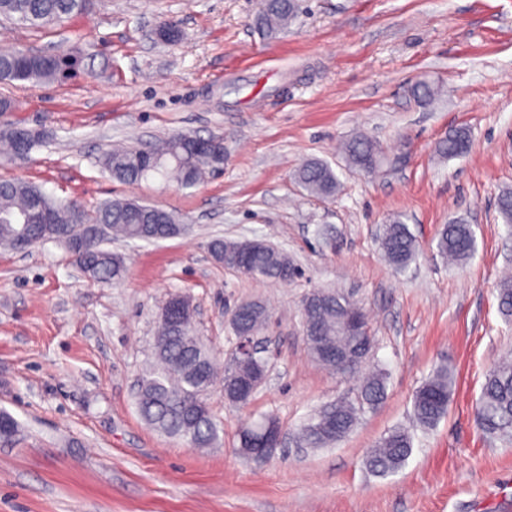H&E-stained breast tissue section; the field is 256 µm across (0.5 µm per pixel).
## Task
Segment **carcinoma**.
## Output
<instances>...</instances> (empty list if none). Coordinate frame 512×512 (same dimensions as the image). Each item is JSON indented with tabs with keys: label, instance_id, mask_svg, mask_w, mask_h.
Returning a JSON list of instances; mask_svg holds the SVG:
<instances>
[{
	"label": "carcinoma",
	"instance_id": "carcinoma-1",
	"mask_svg": "<svg viewBox=\"0 0 512 512\" xmlns=\"http://www.w3.org/2000/svg\"><path fill=\"white\" fill-rule=\"evenodd\" d=\"M94 6L92 0H0V16L31 27L57 23L82 15ZM299 0H261L255 17V28L264 37L287 29L299 12ZM79 67L76 56L63 53L46 54L25 47H0V81L53 82L71 77ZM412 96L429 105L440 95L435 82L421 79L412 86ZM19 126L0 125V143L10 154L17 151L16 131ZM182 135L171 136L146 147H119L103 154L99 163L113 180L130 185L150 177L173 179L184 187L196 186L215 173L221 164L209 165L187 153L181 145ZM470 146L466 130L459 129L441 140L437 154L453 159L465 154ZM342 152L348 165L362 172H374L384 163L380 144L365 136L344 142ZM298 185L317 198H331L340 189V180L332 167L320 160L302 163L295 172ZM40 199L54 219L39 226L43 241L64 243L75 230L69 223L72 200L57 198L40 186L25 180L0 181V245L13 248L14 238L27 225L23 215L29 204ZM496 211L503 223L512 224V190H504L496 201ZM185 231L177 216L159 206L139 200L124 199L102 203L85 209L84 224L78 233L90 246L79 252L69 251L74 261L93 281L116 284L126 274L124 258L105 248L112 237L143 242H157L179 236ZM380 249L393 269L407 271L419 256V244L400 214L384 225L379 238ZM242 240L213 238L208 251L215 262L249 279L282 281L297 269L288 252L260 239L249 253H244ZM437 253L452 263H463L475 251L472 225L456 217L442 225L437 233ZM312 299L301 304L303 332L310 353L324 368L347 374L358 369L362 348L357 338L343 333L356 322L368 327L363 306L338 288H316ZM499 310L512 320V276L498 284ZM236 329L233 333H260L270 314L260 300H247L236 307ZM267 367L265 356L239 358L224 362V374H218L214 357L207 344L196 335L192 317L185 318L178 329L160 324L155 342V362L140 377L135 395L139 415L152 429L182 441L190 448H213L220 441V421L209 402L218 388L231 407L245 409L253 396L238 395V389L249 383ZM388 374L383 369L366 376L350 396L327 403L311 414L301 425L298 443L301 448H329L342 441L362 416L377 410L386 397ZM452 381L448 370L435 369L416 389L412 398L415 423L431 428L448 411ZM479 428L500 440H512V357L501 360L486 377L475 408ZM0 439H12L20 425L9 412L0 410ZM413 439L403 426L388 430L366 456L367 469L376 476L399 471L412 452Z\"/></svg>",
	"mask_w": 512,
	"mask_h": 512
}]
</instances>
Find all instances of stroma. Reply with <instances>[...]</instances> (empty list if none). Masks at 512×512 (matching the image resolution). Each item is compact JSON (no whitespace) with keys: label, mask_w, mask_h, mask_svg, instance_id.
<instances>
[{"label":"stroma","mask_w":512,"mask_h":512,"mask_svg":"<svg viewBox=\"0 0 512 512\" xmlns=\"http://www.w3.org/2000/svg\"><path fill=\"white\" fill-rule=\"evenodd\" d=\"M259 3L98 0L59 25L0 23V46L83 57L62 83L0 82L11 104L0 124L47 132L27 158L0 157V180L91 208L135 198L188 226L156 243L113 242L127 262L116 285L88 281L55 242L0 248V409L20 424L0 442V512H512V441L485 435L475 417L487 375L512 356L496 291L512 273V228L495 209L512 189V0H305L272 38L252 25ZM163 21L178 42L156 38ZM424 76L443 87L428 106L409 94ZM458 128L469 152L436 156ZM173 134L223 137V171L185 188L158 176L122 184L99 165L113 145ZM357 134L383 147L381 170H350L337 152ZM309 158L335 170L338 196L298 186L293 172ZM396 213L421 249L401 275L377 240ZM457 216L472 224L477 250L451 265L436 233ZM216 237L265 239L302 275L248 279L210 257ZM316 288L353 292L367 312L375 347L358 373H332L308 351L301 301ZM175 294L190 299L220 361L232 346L228 312L251 299L270 310L266 382L245 410L212 393L224 431L204 452L148 427L135 405L161 307ZM440 366L455 377L447 415L412 427L405 466L374 476L367 453L409 425L414 391ZM377 367L388 373L385 402L336 446L297 447L304 420ZM263 413L286 439L258 463L236 448Z\"/></svg>","instance_id":"35a3bbf8"}]
</instances>
